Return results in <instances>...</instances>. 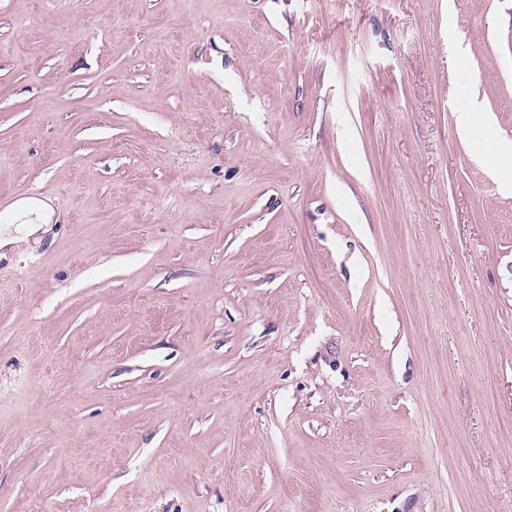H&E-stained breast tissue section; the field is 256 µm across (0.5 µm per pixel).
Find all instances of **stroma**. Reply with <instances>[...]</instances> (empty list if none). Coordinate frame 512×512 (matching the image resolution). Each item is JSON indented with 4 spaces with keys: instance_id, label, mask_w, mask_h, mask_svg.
<instances>
[{
    "instance_id": "obj_1",
    "label": "stroma",
    "mask_w": 512,
    "mask_h": 512,
    "mask_svg": "<svg viewBox=\"0 0 512 512\" xmlns=\"http://www.w3.org/2000/svg\"><path fill=\"white\" fill-rule=\"evenodd\" d=\"M512 0H0V512H512ZM459 91L465 104L458 112L460 135L474 144L491 161L498 174L512 186V144L502 143L491 125L467 105L468 99L463 90ZM3 212L8 222L0 225V249L23 241L43 226L56 222L55 209L48 197L18 196L7 204Z\"/></svg>"
}]
</instances>
